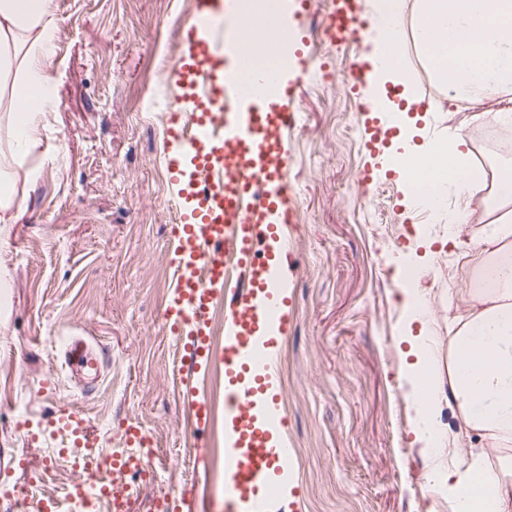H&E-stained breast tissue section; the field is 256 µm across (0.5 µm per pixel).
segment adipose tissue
Here are the masks:
<instances>
[{
  "instance_id": "obj_1",
  "label": "adipose tissue",
  "mask_w": 512,
  "mask_h": 512,
  "mask_svg": "<svg viewBox=\"0 0 512 512\" xmlns=\"http://www.w3.org/2000/svg\"><path fill=\"white\" fill-rule=\"evenodd\" d=\"M238 11L237 35L245 44L253 43L258 18L287 41L270 0H241ZM408 25L449 104L495 98L489 116L498 125L512 126V0H376L375 111L411 112L420 102L407 92L409 78L399 67ZM57 27L54 0H0V224L14 223L26 206L12 183L36 181L46 163L36 150L53 84ZM391 81L405 87L400 101L387 95L385 85ZM393 146L397 171L411 160L425 174L423 200L430 208H441L447 194L465 200L477 190L464 134L449 136L445 164L435 162L432 147L413 144L408 127H400ZM28 157L33 165L17 172V164ZM479 245L484 285L470 289L457 308L447 364H440L427 337H405L418 358L411 379L423 381L426 389L413 401V431L428 445L425 476L447 487L453 512H512V463L489 464L492 450L512 446V225L483 235ZM447 404L454 405L461 422L452 437L440 421ZM447 445L467 450L466 468L448 467L440 452Z\"/></svg>"
}]
</instances>
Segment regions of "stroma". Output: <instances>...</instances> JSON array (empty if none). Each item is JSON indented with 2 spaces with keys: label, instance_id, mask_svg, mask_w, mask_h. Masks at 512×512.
I'll return each mask as SVG.
<instances>
[{
  "label": "stroma",
  "instance_id": "35a3bbf8",
  "mask_svg": "<svg viewBox=\"0 0 512 512\" xmlns=\"http://www.w3.org/2000/svg\"><path fill=\"white\" fill-rule=\"evenodd\" d=\"M59 29L53 105L42 147L54 160L36 183L18 184L27 208L0 238V467L26 456L47 467L34 498L62 491L72 472L34 442L67 403L89 419L101 448L126 424L147 432L154 472L132 512L193 488L182 512L224 507V392L214 418L191 437L177 392L189 370L162 321L169 297L170 232L165 140L173 94L158 87L156 45H180L193 0H54ZM300 86L288 180L297 208L283 229L296 315L282 379L288 446L299 472L301 512H452L425 477L422 442L401 338L407 291L427 301L431 333L448 352L449 301L471 287L477 225L458 236L431 224L400 176L371 163L361 113L369 89L351 94L353 50L318 39ZM403 62L427 107L417 143L470 134L493 101L449 106L416 44ZM63 336L84 337L104 357L91 386L63 360ZM53 394L45 396L43 384ZM207 458L197 461L196 444Z\"/></svg>",
  "mask_w": 512,
  "mask_h": 512
}]
</instances>
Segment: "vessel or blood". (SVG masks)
<instances>
[{
  "mask_svg": "<svg viewBox=\"0 0 512 512\" xmlns=\"http://www.w3.org/2000/svg\"><path fill=\"white\" fill-rule=\"evenodd\" d=\"M231 0H195L184 46L161 80L177 103L168 132L167 173L177 203L172 227L169 331L195 375L185 383L190 428L213 418L203 391L205 372H224V512H289L296 482L282 407L279 357L294 312L278 255L283 227L294 217L295 195L285 178L291 161L285 138L299 108L302 71L290 66L261 80L259 93L235 78L259 64L231 39ZM323 38L336 47L363 41L368 22L362 0H325ZM372 61L357 56L349 86L371 80ZM394 135L364 121L365 149L379 155ZM224 309V342L216 344L214 311ZM74 375L90 364L87 343L67 337ZM48 434L58 459L74 476L63 495L73 512H131L136 487L153 468L141 427L127 425L110 453L88 438L80 411L59 407Z\"/></svg>",
  "mask_w": 512,
  "mask_h": 512,
  "instance_id": "b4317fda",
  "label": "vessel or blood"
}]
</instances>
